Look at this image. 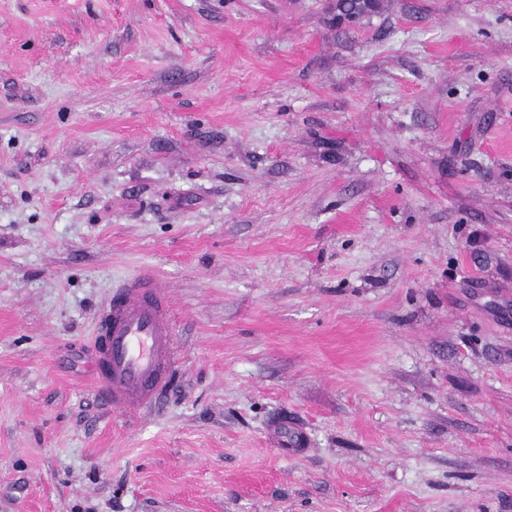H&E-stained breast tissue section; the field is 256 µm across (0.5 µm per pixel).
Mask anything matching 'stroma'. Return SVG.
I'll return each instance as SVG.
<instances>
[{
  "instance_id": "obj_1",
  "label": "stroma",
  "mask_w": 512,
  "mask_h": 512,
  "mask_svg": "<svg viewBox=\"0 0 512 512\" xmlns=\"http://www.w3.org/2000/svg\"><path fill=\"white\" fill-rule=\"evenodd\" d=\"M340 3L0 0V512H512V0ZM92 377L125 413L154 407L167 392L178 348L173 307L153 275L118 285L96 329ZM268 439L270 444L275 448H283L288 452L290 448H301L305 446V436L302 431L294 429L288 436L284 435L282 428L279 426H272L268 432Z\"/></svg>"
}]
</instances>
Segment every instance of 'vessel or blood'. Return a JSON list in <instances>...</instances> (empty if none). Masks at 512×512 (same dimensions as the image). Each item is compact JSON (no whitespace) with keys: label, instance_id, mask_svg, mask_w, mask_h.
<instances>
[{"label":"vessel or blood","instance_id":"obj_1","mask_svg":"<svg viewBox=\"0 0 512 512\" xmlns=\"http://www.w3.org/2000/svg\"><path fill=\"white\" fill-rule=\"evenodd\" d=\"M92 377L107 402L125 413L154 407L167 392L178 348L173 307L153 275L145 273L118 285L96 329ZM276 448H300V430L283 433L272 426Z\"/></svg>","mask_w":512,"mask_h":512}]
</instances>
